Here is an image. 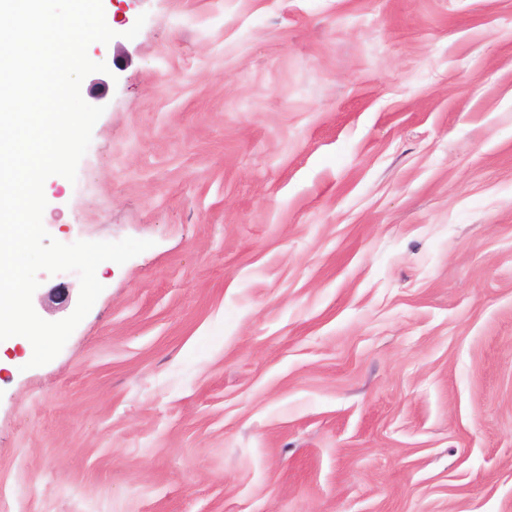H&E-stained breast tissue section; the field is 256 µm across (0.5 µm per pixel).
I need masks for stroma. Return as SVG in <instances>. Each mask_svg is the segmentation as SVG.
Listing matches in <instances>:
<instances>
[{
  "mask_svg": "<svg viewBox=\"0 0 512 512\" xmlns=\"http://www.w3.org/2000/svg\"><path fill=\"white\" fill-rule=\"evenodd\" d=\"M102 4L0 512H512V0Z\"/></svg>",
  "mask_w": 512,
  "mask_h": 512,
  "instance_id": "35a3bbf8",
  "label": "stroma"
}]
</instances>
